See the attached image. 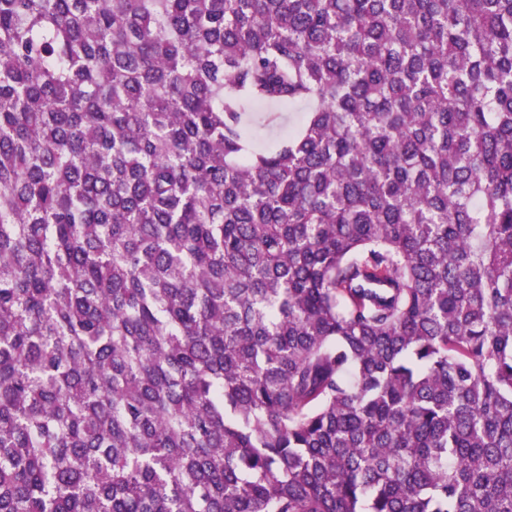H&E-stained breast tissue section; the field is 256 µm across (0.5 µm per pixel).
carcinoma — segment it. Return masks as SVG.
I'll return each mask as SVG.
<instances>
[{"instance_id":"1","label":"carcinoma","mask_w":512,"mask_h":512,"mask_svg":"<svg viewBox=\"0 0 512 512\" xmlns=\"http://www.w3.org/2000/svg\"><path fill=\"white\" fill-rule=\"evenodd\" d=\"M0 512H512V0H0ZM278 119L273 125H266L263 122L255 124L253 144L257 149H263L276 139L287 135L288 131L295 128L304 115L301 108H280Z\"/></svg>"}]
</instances>
